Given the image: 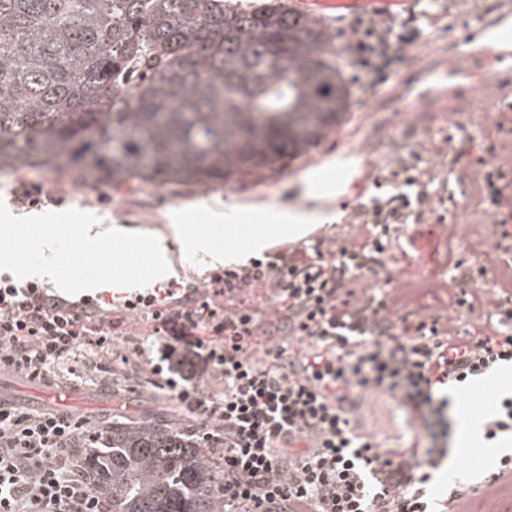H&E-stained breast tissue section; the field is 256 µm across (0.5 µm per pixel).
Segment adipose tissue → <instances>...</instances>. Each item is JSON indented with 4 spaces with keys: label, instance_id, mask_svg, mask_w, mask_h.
Here are the masks:
<instances>
[{
    "label": "adipose tissue",
    "instance_id": "1",
    "mask_svg": "<svg viewBox=\"0 0 512 512\" xmlns=\"http://www.w3.org/2000/svg\"><path fill=\"white\" fill-rule=\"evenodd\" d=\"M198 211L206 220L223 223L227 238L225 249L214 248L204 233L192 225L182 223L180 215L177 214L171 217V234L179 241L183 250L206 257L208 263L213 265H232L248 260L264 250L267 231L292 234L298 231L300 225L316 221L319 217L315 211H297L282 205L269 212L268 224L254 225L249 234L243 237L236 226L239 219L236 208L229 207L220 212L202 205Z\"/></svg>",
    "mask_w": 512,
    "mask_h": 512
}]
</instances>
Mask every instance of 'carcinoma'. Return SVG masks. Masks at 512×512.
<instances>
[{
	"label": "carcinoma",
	"instance_id": "obj_1",
	"mask_svg": "<svg viewBox=\"0 0 512 512\" xmlns=\"http://www.w3.org/2000/svg\"><path fill=\"white\" fill-rule=\"evenodd\" d=\"M350 97L335 38L282 0H0V167L224 184L318 143ZM103 439L77 452L106 512H224L197 439L121 420Z\"/></svg>",
	"mask_w": 512,
	"mask_h": 512
}]
</instances>
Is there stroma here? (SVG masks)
Returning a JSON list of instances; mask_svg holds the SVG:
<instances>
[{
  "mask_svg": "<svg viewBox=\"0 0 512 512\" xmlns=\"http://www.w3.org/2000/svg\"><path fill=\"white\" fill-rule=\"evenodd\" d=\"M498 0H437L434 11L441 21L436 28H421L420 38L397 46L402 59L389 81L376 88L351 84L348 112L339 124L316 145L297 157L280 161L262 170L238 173L225 185L194 184H118L111 180L84 177L71 170L32 169L18 163L0 169V213L7 211L12 221L0 220V252L10 253L16 264L26 267L55 266L58 278L48 280L52 292L76 300L88 295L92 281H114L113 293L131 296L126 280L137 278L147 261L146 253L132 254L125 240L104 236L99 253L85 252L81 229L86 224L105 227L121 225L139 238L168 236L171 213L204 201L215 209L242 206V224L255 223L259 210L274 204H287L300 210L320 208L325 219L309 225L307 236L329 235L343 241L350 227L346 207L367 202L375 189L365 179L364 157L375 158V175L391 178L395 160L413 161L423 168L443 167L448 172V186L442 189L444 204L439 215L424 214L414 219L406 238L411 245L406 253L416 267L415 275L425 289L417 302L445 314L453 298H465V282H450L449 272L471 265L459 240L440 235L437 216L459 225L461 232L480 225L505 226L512 232V211L487 204L476 205L468 186L456 179V166L440 152L445 139L455 137L465 148V160L491 161L492 149L512 147V126L489 127L474 122L471 113L476 87L469 79L459 78L452 87L457 101L454 113L441 106H416L414 90L425 69L442 64L448 53L467 38V26L473 14L494 17ZM313 177L308 191L299 182ZM36 185L50 195L48 203L30 208L22 205L13 191L19 182ZM50 247H41V239ZM173 281L181 286L204 287L216 269L182 252L177 242H170ZM144 325L126 318L117 327L112 352L104 370L78 380L70 392L81 404L75 413L100 425L112 419H160L179 432L189 434L200 424L197 414L171 400L160 387L146 381L149 362L157 361L163 347L197 352L196 344L183 336H145ZM512 393V385L493 374L463 389L449 392L452 407L449 416L459 422L473 416L484 422L498 399ZM503 454L493 443L477 439L469 448L451 441L448 457L434 474V494H442L456 485L461 476L475 467L493 471Z\"/></svg>",
  "mask_w": 512,
  "mask_h": 512,
  "instance_id": "obj_1",
  "label": "stroma"
}]
</instances>
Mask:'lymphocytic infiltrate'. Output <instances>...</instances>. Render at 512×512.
I'll return each mask as SVG.
<instances>
[{
    "label": "lymphocytic infiltrate",
    "instance_id": "f902f5d3",
    "mask_svg": "<svg viewBox=\"0 0 512 512\" xmlns=\"http://www.w3.org/2000/svg\"><path fill=\"white\" fill-rule=\"evenodd\" d=\"M393 19L356 21L347 53L357 79L377 85L399 60ZM397 174L417 189L355 207V229L343 245L317 240L289 246L266 262L214 275L209 290L182 306L177 290L125 300L155 336L206 335L210 343L197 377L224 383L215 400L199 386L164 375L169 398L200 412V442L224 449V512H428V455L380 458L372 441L354 434L342 391L403 396L433 443L451 437V402L442 388L512 364V308L499 304L496 324L474 341L434 336L415 307L417 283L390 289L375 302L363 274L381 267L384 231L408 223L414 210L436 212V186L447 178L401 161ZM275 297L272 312L240 300L243 288ZM413 307L419 322L408 343L389 346L383 311ZM111 309L49 294L35 283L0 277V372L68 384L102 369L112 349ZM310 341L296 352L281 329ZM100 425L48 407L33 412L0 404V512H103L82 477L76 449L98 443Z\"/></svg>",
    "mask_w": 512,
    "mask_h": 512
}]
</instances>
